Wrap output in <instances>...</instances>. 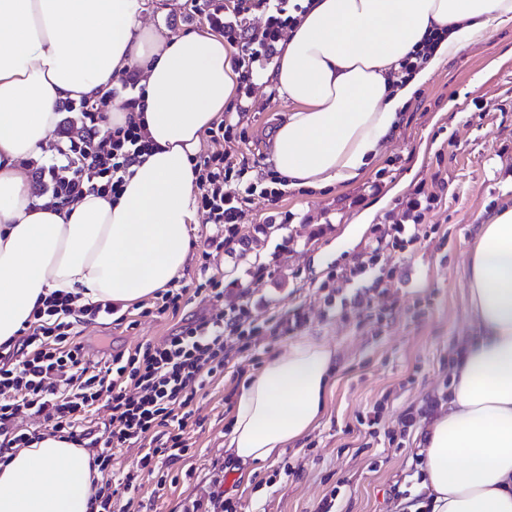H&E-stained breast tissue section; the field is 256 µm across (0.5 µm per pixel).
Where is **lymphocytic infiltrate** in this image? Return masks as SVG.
<instances>
[{"mask_svg": "<svg viewBox=\"0 0 512 512\" xmlns=\"http://www.w3.org/2000/svg\"><path fill=\"white\" fill-rule=\"evenodd\" d=\"M290 3L237 0L228 13L220 0H191L190 12L227 41L241 43L237 66L242 84L249 87L255 63L273 60L283 30L297 22ZM256 10L266 15L263 26L250 24L249 16ZM63 110L77 114L80 126L68 136L60 159L41 167L42 197L59 207L92 190L119 195L130 167L149 148L143 126L131 120L125 127L102 133L104 103L91 98L64 104ZM238 126L231 116L212 123L207 134L212 140L224 141L223 152L191 159L196 198L217 231L212 242L220 249L237 241L238 218L244 207L258 197L274 202L284 194L283 189L263 187L252 167L236 161ZM88 169L100 180L97 188H89L83 178ZM409 208L410 223L385 225L375 247L341 270L342 278L356 284L354 304L369 307L371 292L392 277V270L381 262L385 252L428 235L430 227L419 201H411ZM250 310L245 301L207 313L161 343H148L131 353L117 352L101 363L91 360L76 341L75 326L115 315L118 305L109 301L81 305L75 295L51 292L35 309L34 322L24 336L0 346V454L35 441L34 433L14 425L15 416L24 409L50 422L55 433L75 446L95 449L94 463L104 472L111 471L112 458L119 450L141 445L135 467L97 486L91 498V512H128V500L139 488L141 471L152 473L187 456L185 432L193 422L192 385L223 374L230 359L225 338H235L246 351L266 339L288 335L305 321L296 312L274 314L259 323ZM101 402L106 403L109 416L99 434L88 426L87 418Z\"/></svg>", "mask_w": 512, "mask_h": 512, "instance_id": "1", "label": "lymphocytic infiltrate"}]
</instances>
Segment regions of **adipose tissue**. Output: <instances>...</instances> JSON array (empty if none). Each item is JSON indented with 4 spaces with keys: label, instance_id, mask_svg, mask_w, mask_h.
<instances>
[{
    "label": "adipose tissue",
    "instance_id": "ef3b65f1",
    "mask_svg": "<svg viewBox=\"0 0 512 512\" xmlns=\"http://www.w3.org/2000/svg\"><path fill=\"white\" fill-rule=\"evenodd\" d=\"M146 0H0V345L33 319L40 296L129 307L183 274L201 136L234 101L237 50L210 33L144 25ZM512 28V0H304L269 78L288 104L272 162L288 188L358 182L405 107L448 60ZM427 63H398L433 31ZM136 72V107L109 98L107 125L141 120L153 145L119 198L64 207L33 198L28 164L46 153L60 108L107 96ZM466 340L448 402L421 438L432 512H512V203L468 245ZM336 352L293 342L244 384L225 447L243 467L305 436L321 417ZM92 454L42 435L0 463V512H90Z\"/></svg>",
    "mask_w": 512,
    "mask_h": 512
}]
</instances>
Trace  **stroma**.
<instances>
[{
  "label": "stroma",
  "instance_id": "35a3bbf8",
  "mask_svg": "<svg viewBox=\"0 0 512 512\" xmlns=\"http://www.w3.org/2000/svg\"><path fill=\"white\" fill-rule=\"evenodd\" d=\"M254 82L236 159L267 165L288 107L271 97L263 76ZM419 188L439 198L427 218L436 230L391 253L395 276L386 295L372 302L376 308L395 302L397 315L378 330L364 329L363 310L345 302L354 285L342 279L333 283L340 305L326 309L319 284L356 261L378 227L403 221ZM511 199L512 29H505L431 77L360 183L295 190L275 203L256 198L230 253L206 251L204 238L213 229L198 214L189 228L186 285L213 275L223 281L224 303L251 300L256 321L298 309L307 322L241 354L236 341L226 339L235 359L223 377L194 390L191 453L166 465L164 489H157L155 475L141 473L140 512H184L189 501L206 504L219 494L232 499L237 512H319L330 496L338 512H405L412 499H427L417 435L446 401L459 345L470 334L466 246L477 225ZM211 307V298L200 295L173 318H141L129 308L125 322L78 325V339L93 352H128L163 340ZM304 338L336 351L325 413L302 440L255 465L252 474L242 473L224 450L235 397L270 358ZM373 413L376 429L360 425ZM286 462L292 474H281Z\"/></svg>",
  "mask_w": 512,
  "mask_h": 512
}]
</instances>
